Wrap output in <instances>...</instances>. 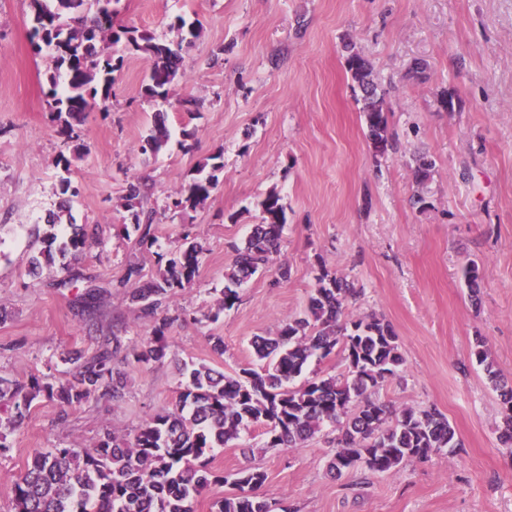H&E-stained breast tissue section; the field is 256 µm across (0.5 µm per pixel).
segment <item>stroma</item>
I'll return each instance as SVG.
<instances>
[{"label":"stroma","instance_id":"35a3bbf8","mask_svg":"<svg viewBox=\"0 0 512 512\" xmlns=\"http://www.w3.org/2000/svg\"><path fill=\"white\" fill-rule=\"evenodd\" d=\"M117 24L172 42L174 17L200 25L167 98L141 94L151 58L116 45L107 109L88 112L75 138L61 135L49 107L52 52L38 45L28 0H0V375L62 376L64 356H90L119 332L113 357L127 376L122 401L94 396L61 415L43 400L0 454V512L13 510V484L35 450L93 447L111 429L133 432L173 403L182 364L233 376L252 366V336L275 331L307 307L320 269L358 291L345 316H384L405 364L375 390L394 408L435 407L461 442L455 452L412 460L396 473L326 471L332 427L301 448H270L261 429L216 449L214 470L265 471L260 493L293 512H512V445L499 439L504 406L490 372L512 386V0H116ZM374 67L386 92L391 148L374 152L345 43ZM426 65L411 74L414 62ZM453 96L454 110L439 102ZM171 133L156 154L139 149L155 113ZM194 130L182 139V128ZM223 153L209 198L155 224L156 246L122 228L128 181L142 183L144 208L187 188L197 163ZM432 156L428 209L414 205L412 158ZM73 192L59 212L62 182ZM277 192L285 209L277 264L253 276L220 310L224 274ZM91 236L60 288L59 267L29 271L35 232L49 214ZM195 237L198 272L168 301L175 322L163 362L139 365L133 349L152 320L117 286L128 262L155 276L163 258ZM481 269L478 296L464 271ZM100 290L94 317L79 312L88 285ZM224 339L223 354L212 349ZM483 339L492 370L471 349Z\"/></svg>","mask_w":512,"mask_h":512}]
</instances>
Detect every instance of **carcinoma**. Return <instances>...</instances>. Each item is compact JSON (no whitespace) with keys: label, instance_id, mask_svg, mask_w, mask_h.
Listing matches in <instances>:
<instances>
[{"label":"carcinoma","instance_id":"carcinoma-1","mask_svg":"<svg viewBox=\"0 0 512 512\" xmlns=\"http://www.w3.org/2000/svg\"><path fill=\"white\" fill-rule=\"evenodd\" d=\"M112 0H29L35 22L34 35L53 51L55 71L50 74L53 115L62 134L72 138L73 123L112 96L113 73L123 63L112 46L126 41L129 51L153 59L143 89L149 98H165L179 73L181 44H166L148 32L113 27ZM347 67L361 94L368 138L375 152L389 145L385 92L376 81L371 62L345 44ZM161 125L151 130L139 149L153 154L166 145ZM435 161L428 155L414 157V203L423 208V189ZM224 169L223 154L199 162L186 193L169 198L161 208L143 210L139 183L127 184L123 208L143 245L158 243L154 221L173 216L204 202L217 187ZM262 216L242 247H233L231 270L224 274L219 309H229L239 299L238 288L259 272L267 271L279 253L285 216L280 196L269 193L261 203ZM40 243L29 266L38 272L59 257L80 254L86 246L85 228L66 234L60 224L44 225ZM203 247L184 236L170 253L163 270L141 283L142 269L127 264L120 286L129 304L144 318L155 322L154 334L141 341L135 353L138 363L148 365L166 357L165 333L174 318L166 314L167 302L196 276ZM356 296L351 284L337 273L322 270L301 316L288 319L275 332L255 336L250 344L256 363L233 377L206 364L186 365L183 390L171 407L136 428L129 438L109 430L91 448H43L14 482L13 512H194V503L210 484H224L227 477L211 470L212 453L240 439L252 427L264 428L266 445L297 448L314 438L324 426L338 429L328 461L329 471L340 476L358 467L377 474L399 471L408 461L426 459L445 449L461 446L456 431L437 409L404 408L372 398L387 377L404 364L399 338L389 322L375 314L357 320L344 318V306ZM123 347L117 335L102 338L86 359L66 357L72 364L64 374L33 376L26 381L0 376V405L11 413L0 418V453L8 448L6 432L22 427L34 404L46 399L62 414L85 404L95 395L115 401L125 397L126 377L112 367V357ZM342 355L348 376L317 374L300 383L314 358ZM472 355L485 365L491 379L497 374L488 361L482 340ZM505 406L504 442L512 441V387L502 388ZM266 473L246 467L234 474V492L218 502V512H273L258 493Z\"/></svg>","mask_w":512,"mask_h":512}]
</instances>
